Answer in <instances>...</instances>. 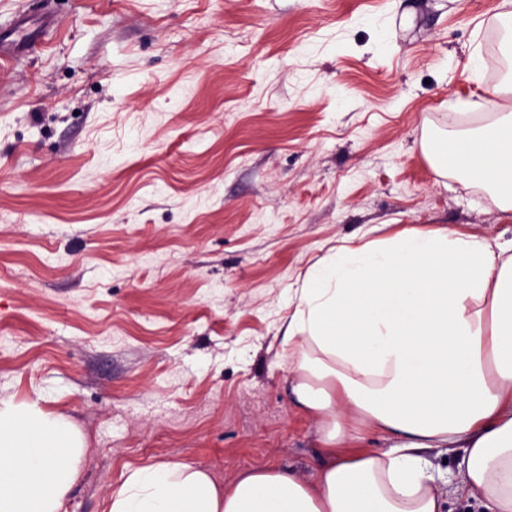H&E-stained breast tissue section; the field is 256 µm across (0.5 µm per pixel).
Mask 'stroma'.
<instances>
[{
	"instance_id": "obj_1",
	"label": "stroma",
	"mask_w": 512,
	"mask_h": 512,
	"mask_svg": "<svg viewBox=\"0 0 512 512\" xmlns=\"http://www.w3.org/2000/svg\"><path fill=\"white\" fill-rule=\"evenodd\" d=\"M0 400L84 435L62 512L127 468L311 474L277 334L341 241L512 212L422 143L494 119L512 0H0ZM483 69L471 72L472 55ZM9 36H14L9 43L3 44V40L0 39V58L4 59L5 57L12 56L6 52H21L28 49L31 46H34L38 41L26 28L17 27L13 33Z\"/></svg>"
}]
</instances>
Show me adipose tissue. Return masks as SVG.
I'll return each mask as SVG.
<instances>
[{"mask_svg":"<svg viewBox=\"0 0 512 512\" xmlns=\"http://www.w3.org/2000/svg\"><path fill=\"white\" fill-rule=\"evenodd\" d=\"M424 152L512 211V109ZM282 329L288 394L317 427L313 473L266 466L221 483L185 462L137 467L107 512H444L427 448L463 449L450 491L512 512V249L451 228L333 246ZM370 433L393 446L366 447ZM85 452L39 398L0 400V512H61Z\"/></svg>","mask_w":512,"mask_h":512,"instance_id":"1","label":"adipose tissue"}]
</instances>
